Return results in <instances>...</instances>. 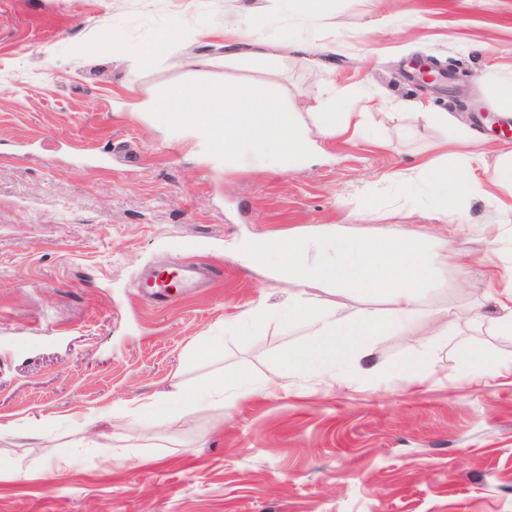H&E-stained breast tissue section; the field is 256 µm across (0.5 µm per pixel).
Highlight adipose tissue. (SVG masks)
<instances>
[{
  "label": "adipose tissue",
  "mask_w": 512,
  "mask_h": 512,
  "mask_svg": "<svg viewBox=\"0 0 512 512\" xmlns=\"http://www.w3.org/2000/svg\"><path fill=\"white\" fill-rule=\"evenodd\" d=\"M263 22L260 13L249 10L244 15L243 29L224 34V58L232 61L246 57L266 65L276 64L288 53L326 55L332 53L329 44L289 43L255 36ZM352 92L328 84L324 94L308 104L306 111L284 106L280 91L271 85L223 84L220 86L186 83L177 90H164L137 99L136 112H165L171 99L180 106L191 107L193 129L207 144H223L225 158L242 153L271 157L275 168L294 169L303 156L309 128L304 112L314 114L320 134L328 139L350 142L361 136L366 127V115L345 111L344 105ZM224 112L223 125L212 124L210 112ZM490 153L485 143L468 130H457L454 150L447 165L426 161L414 171H395L390 181L428 192L432 218L442 223L464 222L471 200L490 204L500 215V230L493 240L496 253L512 264V202L498 196L496 186L512 187V152L500 157L496 181L484 180L479 171L486 165ZM468 253L443 247L426 248L417 241L395 235L371 238L351 236L344 226L322 224L285 239L275 261L267 265V277L276 283L293 284L295 292L286 304L271 308L259 303L239 320L225 323L223 336H211L206 348H214L223 339H236L245 327L269 321L301 325L308 341L300 348L285 353L281 365L290 376H326L339 379L343 364L357 365L370 358L374 342L395 329L418 336L437 338L448 329L447 313L435 319L423 315L420 299L433 272L442 266H457L468 262ZM313 287L333 293L334 298L322 302L310 295ZM377 294L389 298L392 308L388 316L370 313L351 317L337 297L346 291ZM228 385L223 376L211 378L192 392L175 389L164 396L140 403L124 404L120 410L133 418L148 411L170 412L180 409L184 401L197 407L223 401ZM233 402L247 401L258 395L257 387L248 380H237Z\"/></svg>",
  "instance_id": "ef3b65f1"
}]
</instances>
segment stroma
<instances>
[{"label": "stroma", "mask_w": 512, "mask_h": 512, "mask_svg": "<svg viewBox=\"0 0 512 512\" xmlns=\"http://www.w3.org/2000/svg\"><path fill=\"white\" fill-rule=\"evenodd\" d=\"M251 2L269 35L332 42L335 54L225 62L224 25L241 0H0V512H512V376L474 385L460 374L467 350L512 359L494 329L500 310L482 297L494 214L472 202L458 230L425 217L428 196L385 180L424 158L447 162L458 124L512 149L484 82L512 71V0H332L314 26L282 0ZM173 28L179 38L142 64L141 49ZM418 58L467 78L452 92L422 84ZM329 80L354 89L367 133L312 134L295 171L225 164L193 129L130 109L190 81L274 83L302 105ZM419 103L451 124L406 120ZM362 197L371 209L356 220ZM318 224L438 239L473 257L424 291L425 314H448L438 349L392 331L380 371L350 367L341 384L280 379L278 355L304 338L274 321L202 350L225 322L293 291L250 263L253 242L273 250ZM184 236L223 277L143 303L136 281L182 259ZM427 357L422 383L400 373ZM218 374L270 390L157 420L115 410ZM88 415L94 425L80 426Z\"/></svg>", "instance_id": "stroma-1"}]
</instances>
